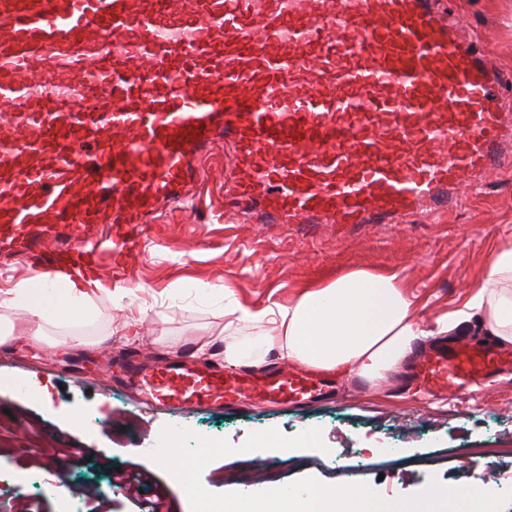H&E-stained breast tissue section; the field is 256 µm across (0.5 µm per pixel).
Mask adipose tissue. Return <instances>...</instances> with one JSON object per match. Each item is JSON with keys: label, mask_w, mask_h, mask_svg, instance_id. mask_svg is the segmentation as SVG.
I'll use <instances>...</instances> for the list:
<instances>
[{"label": "adipose tissue", "mask_w": 512, "mask_h": 512, "mask_svg": "<svg viewBox=\"0 0 512 512\" xmlns=\"http://www.w3.org/2000/svg\"><path fill=\"white\" fill-rule=\"evenodd\" d=\"M42 289L40 280L31 277L0 298L1 344L15 333L42 341L48 326L94 309L96 296L84 284L69 283L55 308L41 301ZM223 294L225 361L259 365L273 351L377 388L401 371L418 344L450 333L462 320L477 319L497 342L512 344V242L497 249L465 311L437 318L431 326L414 318V298L398 274L365 268L305 284L288 303L260 310L243 306L231 288ZM242 324L255 331L256 344L246 347L237 341L235 332Z\"/></svg>", "instance_id": "obj_1"}]
</instances>
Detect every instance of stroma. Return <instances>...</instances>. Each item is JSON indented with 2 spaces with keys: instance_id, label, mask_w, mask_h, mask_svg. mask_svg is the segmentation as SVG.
<instances>
[{
  "instance_id": "obj_1",
  "label": "stroma",
  "mask_w": 512,
  "mask_h": 512,
  "mask_svg": "<svg viewBox=\"0 0 512 512\" xmlns=\"http://www.w3.org/2000/svg\"><path fill=\"white\" fill-rule=\"evenodd\" d=\"M436 2L475 37L512 101V0ZM232 163L231 145L210 148L197 182L183 191L185 205L151 225L121 302L99 295L91 314L49 329L41 344L22 337L0 344V512H63L60 482L97 512H137L128 489L138 480L165 493L168 512H190L183 487L147 456L168 425L235 447L255 431L320 430L321 451L254 450L211 461L201 483L213 493L242 490V475L261 468L277 469L283 484L311 476L340 485L353 463L361 482L389 501L422 493L433 478L466 486L485 482L489 468L512 478V457L462 454L512 442L506 372L487 388L438 397L418 393L407 369L377 389L339 376L334 401L299 406L247 394L183 418L137 401L109 378L114 365L138 355L170 361L192 351L204 362L223 360L224 303L201 285L228 283L241 303L260 308L349 267L395 270L418 301L416 316L430 321L463 309L493 252L512 238V167L486 176L481 194L462 190L442 217L353 226L340 238L327 224H258L225 210L224 171ZM138 314L139 334L124 335V321ZM70 329L90 346L60 347Z\"/></svg>"
}]
</instances>
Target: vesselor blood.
<instances>
[{"instance_id":"1","label":"vessel or blood","mask_w":512,"mask_h":512,"mask_svg":"<svg viewBox=\"0 0 512 512\" xmlns=\"http://www.w3.org/2000/svg\"><path fill=\"white\" fill-rule=\"evenodd\" d=\"M498 83L428 0H0V250L99 280L100 253L139 257L147 216L179 203L222 139L235 206L266 223L446 214L462 181L512 156ZM507 366L512 351L465 337L416 359L434 396ZM126 377L181 416L248 390L331 393L319 372L255 378L189 358Z\"/></svg>"}]
</instances>
